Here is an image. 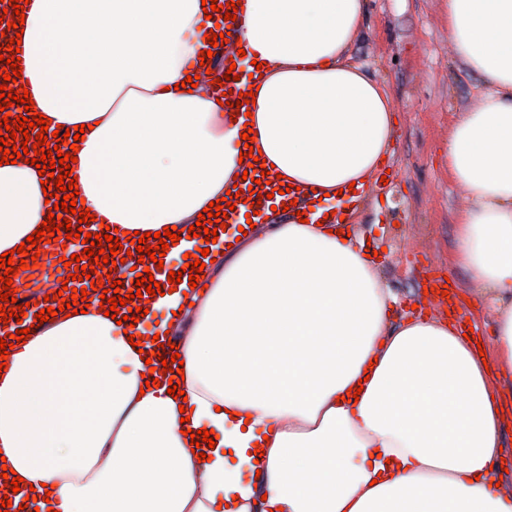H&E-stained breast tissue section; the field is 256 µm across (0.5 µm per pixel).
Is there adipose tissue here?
<instances>
[{
	"label": "adipose tissue",
	"mask_w": 512,
	"mask_h": 512,
	"mask_svg": "<svg viewBox=\"0 0 512 512\" xmlns=\"http://www.w3.org/2000/svg\"><path fill=\"white\" fill-rule=\"evenodd\" d=\"M446 2L454 57L484 85L447 155L468 201L454 247L466 295L496 315L488 359L444 314L395 319L378 265L320 204L371 180L396 135L391 95L349 59L365 0H242V40L262 65L245 125L183 86L217 24L202 0H30L22 77L38 113L85 125L73 168L91 214L188 230L243 174L248 128L312 210L216 253L189 308L185 280L150 305L177 310L162 328L186 402L165 373L145 389L150 336L96 300L9 350L0 458L51 486L53 512H512V477L491 478L512 428V0ZM41 181L34 165L0 166V254L47 219ZM187 428L215 432L211 461Z\"/></svg>",
	"instance_id": "obj_1"
}]
</instances>
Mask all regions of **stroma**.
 Returning <instances> with one entry per match:
<instances>
[{
  "mask_svg": "<svg viewBox=\"0 0 512 512\" xmlns=\"http://www.w3.org/2000/svg\"><path fill=\"white\" fill-rule=\"evenodd\" d=\"M366 9L369 29L351 55L397 106L389 159L399 176L385 196L366 197L350 219L356 236L377 251L402 316L424 302L431 281L467 285L453 260L455 224L467 200L448 172V134L482 82L453 58L444 0H366Z\"/></svg>",
  "mask_w": 512,
  "mask_h": 512,
  "instance_id": "obj_1",
  "label": "stroma"
}]
</instances>
